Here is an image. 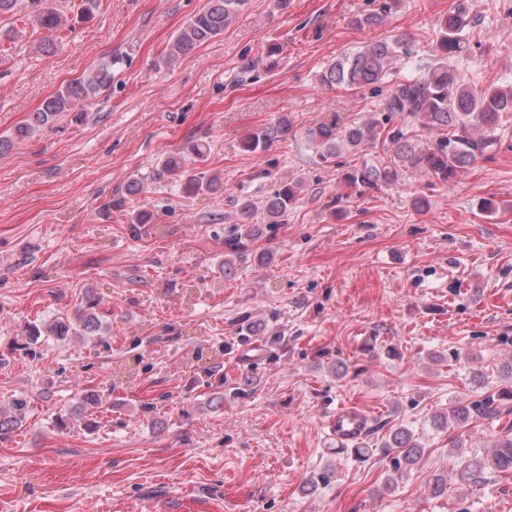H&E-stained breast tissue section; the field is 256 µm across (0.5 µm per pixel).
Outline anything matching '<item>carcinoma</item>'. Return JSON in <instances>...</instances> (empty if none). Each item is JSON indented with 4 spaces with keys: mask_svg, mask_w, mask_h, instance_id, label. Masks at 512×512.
I'll return each instance as SVG.
<instances>
[{
    "mask_svg": "<svg viewBox=\"0 0 512 512\" xmlns=\"http://www.w3.org/2000/svg\"><path fill=\"white\" fill-rule=\"evenodd\" d=\"M445 16L436 33L437 64L424 72L403 76L388 88L378 112L348 126L341 125L334 116L310 130L308 140L315 149V156L327 162L345 150L361 151L362 147L380 142L387 160L363 165L345 174V181L352 186L378 189L394 184L398 169L408 167L422 171L438 181L448 184L458 173L486 155L496 141L502 124L503 113L512 111V84L475 88L463 84L448 70V62L463 55L471 41L472 24L462 5ZM248 0H208L207 5L193 14L177 31L167 46L163 63L170 64L193 49L224 33V27L239 16ZM27 7L34 21L43 29L55 30L66 22L58 0H28ZM412 48L407 38L392 35L383 41L366 44L362 49L340 57L322 75V82L345 90L370 87L382 90L389 71L400 59H409ZM122 57L109 58L87 75L69 80L41 104L32 121L22 124L5 138H0V155L20 141L36 136L37 132L52 126L61 118L72 123L85 119L86 107L112 86V67L121 63ZM421 126L436 132L433 140L425 143L416 134ZM291 124L282 118L248 134L241 143L245 152L260 153L267 146L288 135ZM187 156L167 159L165 172L184 177L185 188L192 193H210L221 187L217 176L185 174L187 161L203 164L207 161V145L192 143L186 148ZM304 184L300 179L282 182L264 201L266 218L270 224H281L288 210L299 200ZM255 206L249 200L239 203L236 230L224 239V246L233 254L244 252L254 238L251 222ZM97 304L86 301L77 312L76 321L58 320L41 329L32 327L30 336L41 333L64 340L77 332L92 333L98 328ZM475 410L493 421L505 420L503 435L494 448L468 459L458 473L459 483L469 484L486 471L512 472V403L502 393L492 392L475 405ZM470 417L466 406L452 404L449 410L434 416V424L447 428L449 423L461 424ZM393 474L388 476L382 491L391 490L394 475H399L417 463L423 453L422 444L412 431L402 428L391 433V440L384 444Z\"/></svg>",
    "mask_w": 512,
    "mask_h": 512,
    "instance_id": "obj_1",
    "label": "carcinoma"
}]
</instances>
